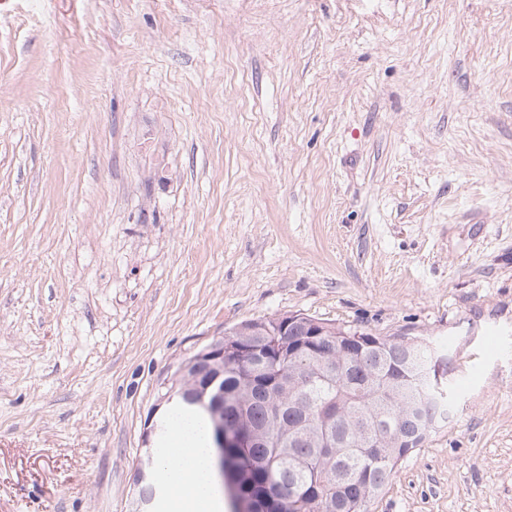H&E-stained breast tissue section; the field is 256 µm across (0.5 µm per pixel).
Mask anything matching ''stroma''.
Here are the masks:
<instances>
[{
	"mask_svg": "<svg viewBox=\"0 0 512 512\" xmlns=\"http://www.w3.org/2000/svg\"><path fill=\"white\" fill-rule=\"evenodd\" d=\"M293 312L451 358L372 512H512V0H0V512H131Z\"/></svg>",
	"mask_w": 512,
	"mask_h": 512,
	"instance_id": "stroma-1",
	"label": "stroma"
}]
</instances>
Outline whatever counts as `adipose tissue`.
Instances as JSON below:
<instances>
[{"instance_id": "1", "label": "adipose tissue", "mask_w": 512, "mask_h": 512, "mask_svg": "<svg viewBox=\"0 0 512 512\" xmlns=\"http://www.w3.org/2000/svg\"><path fill=\"white\" fill-rule=\"evenodd\" d=\"M167 448L163 465L169 482L190 502L193 512H224V494L206 423L200 419L171 422Z\"/></svg>"}]
</instances>
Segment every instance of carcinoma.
<instances>
[{
    "mask_svg": "<svg viewBox=\"0 0 512 512\" xmlns=\"http://www.w3.org/2000/svg\"><path fill=\"white\" fill-rule=\"evenodd\" d=\"M278 322L242 324L260 338L247 360L224 363V416L253 436L238 449V486L251 491L258 512H370L398 462L448 422L454 398L437 370L444 354L427 342L404 357L367 345L365 329L328 322V336L361 333L353 353L323 347L274 365L267 350ZM401 426L418 432L415 444L392 446L389 433Z\"/></svg>",
    "mask_w": 512,
    "mask_h": 512,
    "instance_id": "cac0c4a2",
    "label": "carcinoma"
}]
</instances>
